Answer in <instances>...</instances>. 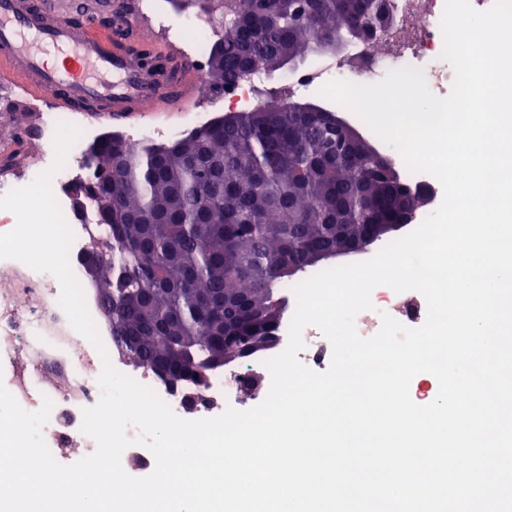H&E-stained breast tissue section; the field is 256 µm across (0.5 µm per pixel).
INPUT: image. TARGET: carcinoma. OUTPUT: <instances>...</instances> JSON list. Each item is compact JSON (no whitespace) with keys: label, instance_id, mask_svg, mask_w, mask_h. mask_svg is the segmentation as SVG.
Returning a JSON list of instances; mask_svg holds the SVG:
<instances>
[{"label":"carcinoma","instance_id":"cac0c4a2","mask_svg":"<svg viewBox=\"0 0 512 512\" xmlns=\"http://www.w3.org/2000/svg\"><path fill=\"white\" fill-rule=\"evenodd\" d=\"M169 3L213 14L224 0ZM382 7L391 9L390 0H257L221 20L209 78L232 86L256 66L274 72L315 52L324 39L343 45ZM330 127L324 112L249 109L168 145H97L102 173L88 190L112 234L98 292L123 352L151 369L178 359L186 384L208 387L220 368L275 347L283 311L274 290L288 270L304 272L353 244L366 199L417 215L423 204L403 191L401 174L379 172L364 146ZM250 314L260 323L254 337L234 348L212 344Z\"/></svg>","mask_w":512,"mask_h":512}]
</instances>
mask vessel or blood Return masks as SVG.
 I'll return each mask as SVG.
<instances>
[{"instance_id":"vessel-or-blood-1","label":"vessel or blood","mask_w":512,"mask_h":512,"mask_svg":"<svg viewBox=\"0 0 512 512\" xmlns=\"http://www.w3.org/2000/svg\"><path fill=\"white\" fill-rule=\"evenodd\" d=\"M59 0H0V76L27 99H51L56 108L127 120L187 107L198 100L196 61L168 41L123 37L120 15L101 29L94 14L82 25ZM159 58L157 68L142 55Z\"/></svg>"}]
</instances>
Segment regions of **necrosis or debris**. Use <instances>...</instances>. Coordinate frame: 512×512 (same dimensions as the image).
Listing matches in <instances>:
<instances>
[{
    "instance_id": "necrosis-or-debris-1",
    "label": "necrosis or debris",
    "mask_w": 512,
    "mask_h": 512,
    "mask_svg": "<svg viewBox=\"0 0 512 512\" xmlns=\"http://www.w3.org/2000/svg\"><path fill=\"white\" fill-rule=\"evenodd\" d=\"M396 21L380 34L384 56H375L367 43L352 42L345 59L320 58L310 66L289 73L286 84L290 92L308 94L319 91L328 81L339 79L356 84H373L392 70L406 67L422 69L430 90L447 96L454 70L443 59L444 36L441 28L445 0H391ZM145 11L153 15L158 27L179 36L199 56H207L212 44L211 28L198 25L194 18L177 14L166 0H141ZM66 112L41 115L38 161L29 166L24 177L32 182L50 169L55 151L53 139L58 124L72 123ZM80 136L70 148L64 166L52 178V190L73 233L69 262L75 277H82V256L92 224L99 218L92 208L75 213L69 192L71 185L89 181L85 166L86 146L101 140L96 127L80 125ZM0 269L21 277L27 284L24 296L15 289L0 288V382L23 409L39 410L44 400L54 403L43 437L53 457L62 464L71 460L69 451L82 449L91 454L96 444L81 431L82 410L94 406L101 397L97 378L102 361L96 348L70 325L60 308L61 287L58 280L27 265L10 259L0 260ZM373 307L363 312L355 325L361 336L370 337L381 327L382 315H390L405 327L423 324L427 305L416 291L395 292L377 288L371 293ZM112 365L138 383L152 388L176 415L186 420L210 418L227 407L238 404L240 373L227 371L213 377L209 391L194 409H187L182 394L171 391L153 371L136 365L121 354H110Z\"/></svg>"
}]
</instances>
